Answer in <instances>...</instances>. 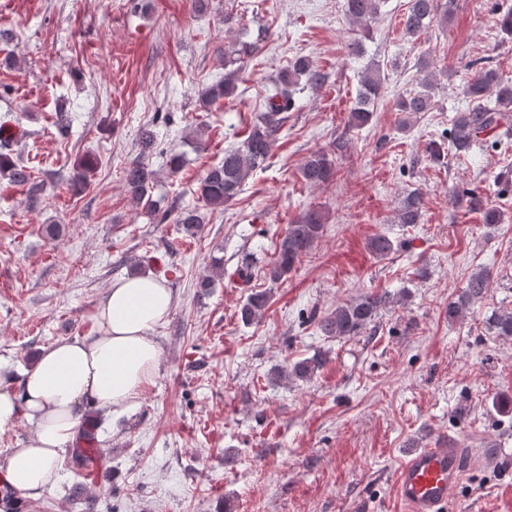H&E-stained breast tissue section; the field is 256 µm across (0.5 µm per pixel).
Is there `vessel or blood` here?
Segmentation results:
<instances>
[{"label": "vessel or blood", "mask_w": 512, "mask_h": 512, "mask_svg": "<svg viewBox=\"0 0 512 512\" xmlns=\"http://www.w3.org/2000/svg\"><path fill=\"white\" fill-rule=\"evenodd\" d=\"M462 454L451 443L406 452L392 479L393 495L405 512H445L463 480Z\"/></svg>", "instance_id": "1"}]
</instances>
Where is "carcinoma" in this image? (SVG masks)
I'll list each match as a JSON object with an SVG mask.
<instances>
[{"mask_svg": "<svg viewBox=\"0 0 512 512\" xmlns=\"http://www.w3.org/2000/svg\"><path fill=\"white\" fill-rule=\"evenodd\" d=\"M382 0H345L346 14L358 26L362 34L346 44L348 54L360 57L364 54L363 39L366 38L369 24L380 14ZM451 3L441 0H408V8L402 18L403 32L412 37L421 34L434 20L448 18ZM246 47L234 43L224 46V79L219 80L201 93L205 105L215 104L231 97L240 78L243 64L241 56ZM312 86L325 83V74L300 57L288 62L271 85L265 97L264 107L250 126L247 135L237 148L224 151V160L209 168L199 182L197 192L204 204L212 209H221L230 203L241 191L243 183L256 170L265 168L266 161L279 132L286 121V113L296 107L294 95L300 81ZM386 76L376 63L368 65L359 78V88L353 108L349 112V126L361 128L368 124L373 116L376 100L384 90ZM420 90L396 101L397 110L405 114L403 125L422 112L433 107V74H425L419 82ZM495 96L492 106L485 104L489 95ZM463 95L469 99L467 109L455 117L448 131V140L458 152H466L477 143L478 134L495 128L503 118V113L512 110V86L502 83L493 69H481L480 73L468 81ZM140 157L124 169V185L131 201L147 208L153 206L149 192L154 186L157 172L146 161V154L153 151L156 137L150 128L140 130ZM91 164L84 161L76 164L68 182L76 191H82L88 181ZM300 173L302 178L313 187L331 182L336 174L333 158L324 151L311 153L304 160ZM0 177L15 185H27L31 173L26 167L10 160L9 154L0 153ZM421 215L420 197L412 192L402 202L398 211V222L416 224ZM182 226L189 237L196 236L202 229L204 217L197 209L181 208L175 212L168 209L161 214L159 223L167 221ZM326 218L317 208H308L294 219L284 234L280 236L275 259L264 270V278L273 284L286 279L295 264L320 238ZM369 251L377 257H385L393 251L391 240L384 235H376L368 242ZM490 275L486 270L471 275L458 298L448 302V319L459 318L470 303L482 298L488 291ZM270 296L266 291H256L248 295L239 309L240 320L250 325L259 319L268 305ZM386 304V296L375 293L363 295L341 305L329 315L321 318L318 329L325 336L354 337L362 334L377 318L380 309ZM490 329L496 335L512 337V312H494L488 317ZM325 363L319 354L294 363L291 367L278 372L286 379H308L315 370Z\"/></svg>", "mask_w": 512, "mask_h": 512, "instance_id": "cac0c4a2", "label": "carcinoma"}]
</instances>
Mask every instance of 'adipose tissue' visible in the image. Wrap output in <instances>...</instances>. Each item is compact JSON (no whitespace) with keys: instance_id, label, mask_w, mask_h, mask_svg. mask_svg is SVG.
Masks as SVG:
<instances>
[{"instance_id":"1","label":"adipose tissue","mask_w":512,"mask_h":512,"mask_svg":"<svg viewBox=\"0 0 512 512\" xmlns=\"http://www.w3.org/2000/svg\"><path fill=\"white\" fill-rule=\"evenodd\" d=\"M172 307L162 280L124 278L109 288L93 333L45 349L20 388H12V368L0 362V429L20 421L31 427L26 447L0 462L14 489L37 496L55 486L61 454L87 404L120 413L141 396L158 369L155 329Z\"/></svg>"}]
</instances>
